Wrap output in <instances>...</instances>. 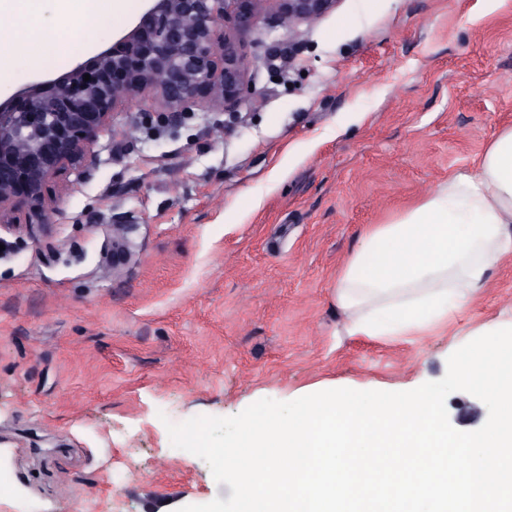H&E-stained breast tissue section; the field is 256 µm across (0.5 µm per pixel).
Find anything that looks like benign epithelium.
I'll list each match as a JSON object with an SVG mask.
<instances>
[{
    "label": "benign epithelium",
    "instance_id": "7a95c632",
    "mask_svg": "<svg viewBox=\"0 0 512 512\" xmlns=\"http://www.w3.org/2000/svg\"><path fill=\"white\" fill-rule=\"evenodd\" d=\"M146 2L138 22L92 65L78 63L0 101V230L29 232L13 223L19 197L35 216L45 215L46 184L86 158L117 105L151 93L170 122L200 98L236 105L246 62L233 37L214 38L218 21L230 17L245 27L265 4L274 3L282 22L292 27L319 19L338 0Z\"/></svg>",
    "mask_w": 512,
    "mask_h": 512
}]
</instances>
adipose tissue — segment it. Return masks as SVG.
<instances>
[{
    "instance_id": "ef3b65f1",
    "label": "adipose tissue",
    "mask_w": 512,
    "mask_h": 512,
    "mask_svg": "<svg viewBox=\"0 0 512 512\" xmlns=\"http://www.w3.org/2000/svg\"><path fill=\"white\" fill-rule=\"evenodd\" d=\"M83 30L114 18L123 0H57ZM56 30L29 36L0 26V75L19 59L77 52ZM512 256V127L499 132L469 172L450 175L415 206L365 228L334 287L349 335L407 336L447 320Z\"/></svg>"
}]
</instances>
